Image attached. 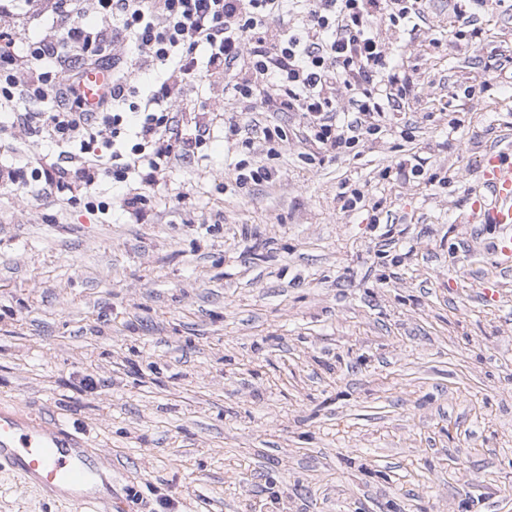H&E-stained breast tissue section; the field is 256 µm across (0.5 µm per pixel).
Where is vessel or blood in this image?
Listing matches in <instances>:
<instances>
[{
	"instance_id": "vessel-or-blood-1",
	"label": "vessel or blood",
	"mask_w": 512,
	"mask_h": 512,
	"mask_svg": "<svg viewBox=\"0 0 512 512\" xmlns=\"http://www.w3.org/2000/svg\"><path fill=\"white\" fill-rule=\"evenodd\" d=\"M80 91L88 111H98L112 94V70L92 65L80 73ZM484 196L471 205L470 223L497 228L493 250L498 264L512 267V150L494 149L482 164ZM0 469L24 484L61 494L77 512H99L112 503V468L89 448L85 437L52 420L0 409Z\"/></svg>"
}]
</instances>
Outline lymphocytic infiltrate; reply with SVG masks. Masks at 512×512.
Segmentation results:
<instances>
[{"mask_svg": "<svg viewBox=\"0 0 512 512\" xmlns=\"http://www.w3.org/2000/svg\"><path fill=\"white\" fill-rule=\"evenodd\" d=\"M108 28L79 19L15 49L0 29V112L53 152L28 166L0 165V187L31 198L50 192L80 201L100 181L149 187L174 162L194 156L211 123L190 115L184 92L224 77V95L258 112H298L313 143L354 146L367 120L407 95L410 78L383 49L376 22L399 25L424 14L425 0H96ZM126 46L117 54V46ZM112 64V96L86 111L76 77ZM346 94L350 119H336ZM36 103L16 113L17 101Z\"/></svg>", "mask_w": 512, "mask_h": 512, "instance_id": "lymphocytic-infiltrate-1", "label": "lymphocytic infiltrate"}]
</instances>
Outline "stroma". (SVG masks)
<instances>
[{"label": "stroma", "instance_id": "35a3bbf8", "mask_svg": "<svg viewBox=\"0 0 512 512\" xmlns=\"http://www.w3.org/2000/svg\"><path fill=\"white\" fill-rule=\"evenodd\" d=\"M53 2L0 27L50 34ZM375 33L413 92L353 148L215 127L141 223L108 179L105 213L0 192V407L85 433L146 512H512V273L463 221L512 142V0ZM50 150L0 134L6 164ZM0 512L71 508L2 471Z\"/></svg>", "mask_w": 512, "mask_h": 512}]
</instances>
